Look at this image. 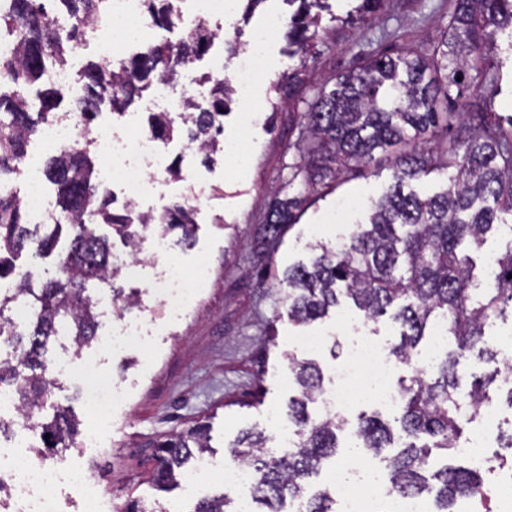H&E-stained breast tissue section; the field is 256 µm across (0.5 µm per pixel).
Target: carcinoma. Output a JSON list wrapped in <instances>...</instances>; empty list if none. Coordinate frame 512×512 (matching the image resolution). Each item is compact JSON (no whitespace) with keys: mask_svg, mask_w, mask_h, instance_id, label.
<instances>
[{"mask_svg":"<svg viewBox=\"0 0 512 512\" xmlns=\"http://www.w3.org/2000/svg\"><path fill=\"white\" fill-rule=\"evenodd\" d=\"M150 23H173V0H141ZM299 3L286 23L285 36L296 46L299 64L283 79L288 100L302 98L298 113V159L288 165V185L295 195L267 202L262 239L281 242L284 230L297 223L301 211L315 203L318 188L329 189L346 174L368 168L381 154L390 161L393 183L371 202L364 218L342 241L331 247L311 246L309 262L289 265L280 284L286 286L288 320L308 325L348 305L372 322L390 315L398 324L399 341L391 357L412 364L427 332L438 329L448 337L445 359L437 366L415 370L398 384L400 433L377 416L361 414L354 423L359 447L379 454L394 449L389 458L388 483L393 496L433 489L434 512H454L461 498H477L484 479L480 471L450 463L431 472L434 458L456 454L468 422L465 406L476 408L487 398V388L498 371L471 374L468 389L461 374L471 361L507 363L508 352L486 338L490 323L512 308V241L485 262L493 278L477 272V257L485 236L500 224H512V121L505 125L488 110L487 98L496 86L487 47L504 37L512 51V0H452L438 41L419 49L396 43L389 53H371L353 69L340 71L322 83L305 84L306 53L318 35L322 0ZM64 7L67 32H59L42 0H11L0 11V33L15 45L12 56H0V175L13 173L27 155V146L50 112L60 92L44 82L52 65H64L87 37V28L105 15L107 0H53ZM212 44L207 27L178 42L155 44L142 55L111 64H90L81 70L86 94L75 100V111L90 122L107 109L123 114L142 91L153 84L176 80L180 70L203 57ZM229 84L214 83L210 108L194 111L184 101L187 116L175 121L159 112L150 123L162 143L186 138L210 159L211 142L220 132L217 118L231 98ZM432 173L445 176L446 186L420 195L409 183ZM46 174L56 186L63 222L57 233L68 231L65 252L58 254V275L34 289L32 280L19 282L16 294L36 302L38 313L27 331L13 336L19 365H0V385L12 388L20 409L48 397L54 382L48 379L46 346L67 329L78 348L98 338V314L85 294L91 280H114L109 240L97 234L107 224L135 255L139 251L135 223L164 234L179 229L190 242L196 224L190 205L175 204L162 215H133L126 208L112 211L106 192L93 177L90 146L61 158H49ZM27 212L16 196L0 191V273L17 278L23 267L4 266L6 256L27 252L33 258L51 254L56 233L36 235L27 227ZM300 396L289 400L288 424L293 447L274 449L273 436L263 431L245 433L230 447V455L256 470L252 489L254 512H282L280 504L318 474L324 460L336 455L344 422L314 417L309 405L323 390L321 370L313 361H292ZM40 455L71 447L80 435L79 424L57 415L40 424ZM155 486L176 484L190 462L210 448V436L201 425L174 433L155 443ZM330 494L318 491L307 512H329ZM225 495L199 501L189 512H227Z\"/></svg>","mask_w":512,"mask_h":512,"instance_id":"1","label":"carcinoma"}]
</instances>
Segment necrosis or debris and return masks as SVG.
Returning a JSON list of instances; mask_svg holds the SVG:
<instances>
[{"mask_svg": "<svg viewBox=\"0 0 512 512\" xmlns=\"http://www.w3.org/2000/svg\"><path fill=\"white\" fill-rule=\"evenodd\" d=\"M190 7L176 13L175 26L190 34L201 26L220 23L225 17L226 0H188ZM141 0H108L106 15L96 23L89 36L100 61L108 63L120 54L137 51L154 42L155 32L143 17ZM91 145L102 161L99 181L117 190L126 204L136 207L163 195L167 185L164 160L168 145L158 141L137 124H118L109 118L86 122L81 113L56 114L45 126L39 149L60 155L81 145ZM28 176L20 201L34 223H57L59 215L41 179L34 158H27ZM142 257L129 252L114 253L112 263L123 276L139 281L144 269L154 271L148 281L153 297L169 315L182 317L200 293L198 279L188 277L183 265L172 256L165 236L151 234L146 238ZM97 308L105 321L104 348L111 351L145 352L144 309L139 303H119L106 294L96 297ZM348 373L342 374L335 386L322 391L318 402L324 415L350 421L356 405L365 399L375 400L381 407L397 406L399 396L391 386L396 368L384 341L363 333L352 339ZM54 375L79 379L85 416L89 422L82 437L86 448L102 446L105 430L112 426L114 411L127 406L129 393L120 382L89 373L76 362L54 361ZM21 418V431L16 439L0 443V483L8 491L9 512H58L55 493L67 488L80 498L87 512H112V503L87 474L84 464L76 459L66 466L32 459L30 439L36 430L31 414L19 413L10 392L0 389V419ZM475 435L457 446L471 466L493 468L495 480L482 498L489 512H512V467H491L485 453L488 443L498 433L500 420L490 401L468 415ZM220 480L237 496V512H252L251 490L255 470L239 460L225 461ZM325 481L335 491L336 512H370L372 506L389 494L384 476L374 465L366 464L352 472L335 466L325 474Z\"/></svg>", "mask_w": 512, "mask_h": 512, "instance_id": "1", "label": "necrosis or debris"}]
</instances>
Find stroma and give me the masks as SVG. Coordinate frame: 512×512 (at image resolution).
I'll return each mask as SVG.
<instances>
[{
  "instance_id": "stroma-1",
  "label": "stroma",
  "mask_w": 512,
  "mask_h": 512,
  "mask_svg": "<svg viewBox=\"0 0 512 512\" xmlns=\"http://www.w3.org/2000/svg\"><path fill=\"white\" fill-rule=\"evenodd\" d=\"M329 17L323 18L320 36L311 48L308 77L319 82L354 65L365 54L390 46V32H399L403 43L430 45L442 29L450 0H383L376 18L369 23L348 20V12L359 0H327ZM291 6L284 0H264L250 19L234 14L225 29H238L240 44L251 43L268 16L288 20ZM283 35L266 46L267 77L257 83L259 98L234 100L224 116V143L250 145L245 172L234 171L230 160L218 152L212 161L202 154L184 155L181 139H174L167 164L180 170L195 169L208 191L197 208L198 229L190 244H178L169 234L174 253L187 268L204 260L209 284L199 300L176 322L169 321L156 301L146 313L151 359L141 354H106L91 343L78 354L80 364L121 381L130 392L125 410L112 416L106 449L84 453L89 475L123 507L132 499L149 512H190L204 497L220 494L216 477L201 478L195 491L178 485L156 490L150 476L156 465L154 440L202 423L211 428L213 458L223 463L228 446L242 431L257 428L273 431L287 425V404L298 391L287 357L316 362L325 384H332L338 368L349 355L345 345H334L333 337L345 335L347 325L331 315L303 329L288 321V306L273 283L277 273L309 253L314 241L335 240L336 228L329 221L339 203L360 206L381 197L392 183V170L382 165L370 176H352L316 204L305 209L294 226L286 230L280 246L270 253L257 252L256 236L265 215V202L274 192L288 193V165L295 162L298 114L302 103H288L277 90L282 77L296 61L286 52ZM236 54L224 38H217L208 55L195 61L183 76L202 81L211 92L213 63L223 66V79H231ZM199 179V180H200ZM324 336L312 351L296 349L294 339L303 333ZM60 412L84 421L80 389L70 378L60 377L51 395L37 409L38 421L51 420Z\"/></svg>"
}]
</instances>
